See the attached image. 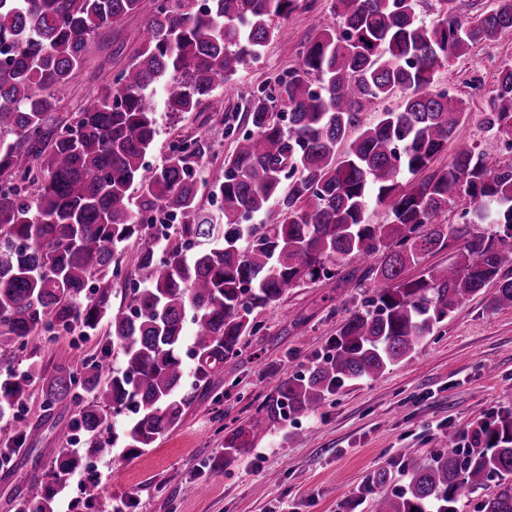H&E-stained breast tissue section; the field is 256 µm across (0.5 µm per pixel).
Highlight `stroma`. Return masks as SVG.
<instances>
[{
    "instance_id": "35a3bbf8",
    "label": "stroma",
    "mask_w": 512,
    "mask_h": 512,
    "mask_svg": "<svg viewBox=\"0 0 512 512\" xmlns=\"http://www.w3.org/2000/svg\"><path fill=\"white\" fill-rule=\"evenodd\" d=\"M333 6L334 0H314L312 9L284 19L287 37H273L256 61L238 71L232 90L223 94L222 113L158 110L149 162L160 164L176 136H207L218 115L244 124L250 94L294 67L303 43L321 26L338 25ZM144 36L140 17L115 24L106 46L70 88L63 111L99 95ZM510 68L511 29L450 60L434 76V89L466 101L462 135L496 156L503 138L485 127L487 94ZM343 269L353 274L349 292H341L336 279H322L259 311L261 331L243 337L239 356L213 374L206 389L193 391L180 421L142 453L100 462L94 474L99 501L85 504L80 484L70 481L58 512H114L122 504L126 512H279L284 505L290 512H372V497L362 488L374 471L387 470L391 485H400L406 463L430 460L444 435L468 431L490 413L512 408V308H494L489 286L450 313L410 357L376 378L346 383L312 417L271 426L248 457L225 460V436L254 416L268 380L305 375L376 288L366 264L349 261ZM96 343L93 337H59L35 355L20 354L15 371L24 374L34 359L46 368L78 363ZM24 414L39 434L32 447L13 451L9 463L0 465V512H10L17 494L49 480L61 446L39 390H31Z\"/></svg>"
}]
</instances>
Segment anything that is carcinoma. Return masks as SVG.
Returning <instances> with one entry per match:
<instances>
[{
  "label": "carcinoma",
  "mask_w": 512,
  "mask_h": 512,
  "mask_svg": "<svg viewBox=\"0 0 512 512\" xmlns=\"http://www.w3.org/2000/svg\"><path fill=\"white\" fill-rule=\"evenodd\" d=\"M298 0H0V357L36 352L59 336L103 333L112 341L81 360L22 376L0 372V419L12 443L34 439L19 413L32 385L65 446L51 480L17 499L15 512H55L87 458L150 448L180 419L185 358L196 382L236 356L253 316L291 288L337 267L368 263L377 280L363 309L344 322L331 353L291 381L272 378L256 418L224 438V457L249 454L269 425L311 414L347 380L373 378L411 356L463 301L496 284L493 304L512 307V163L462 137L464 102L431 89L435 68L512 29V0L473 15L458 9L428 25L415 0H336L340 29L303 44L297 66L251 94L244 133L216 121L208 138L234 137V151L208 176L209 145L196 137L145 157L157 135V93L169 112H192L276 35L275 18ZM143 19L146 39L105 91L77 112H59L72 80L112 26ZM401 95L396 109L362 125L361 114ZM280 105L281 115L273 111ZM488 127L512 139V69L501 72ZM455 142L449 166L434 162ZM414 180L406 184L403 175ZM220 200L203 208L201 190ZM470 208L457 226L437 223L457 198ZM389 207L372 224L370 206ZM159 213L181 218L163 249L128 247L154 238ZM471 224L490 231L472 235ZM455 247L457 260L416 278L407 266ZM130 280L133 312L112 308V282ZM120 355L119 364L111 352ZM126 415L122 433L112 418ZM112 433V439L104 434ZM386 488L374 472L373 512H458L489 481L499 491L476 512H512V411L477 423L466 447L407 466Z\"/></svg>",
  "instance_id": "cac0c4a2"
}]
</instances>
